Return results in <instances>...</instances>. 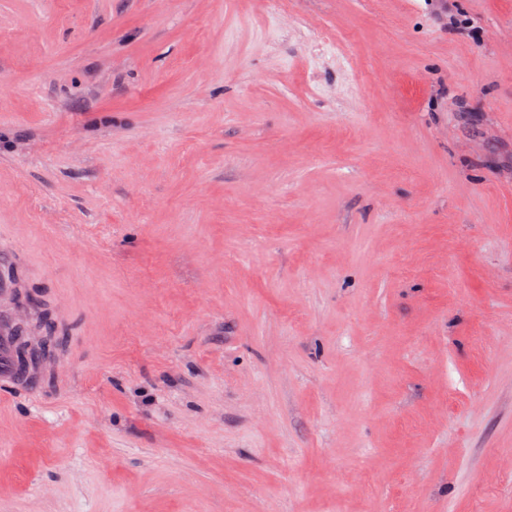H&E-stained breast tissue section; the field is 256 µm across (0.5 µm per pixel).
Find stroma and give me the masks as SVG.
<instances>
[{"mask_svg": "<svg viewBox=\"0 0 512 512\" xmlns=\"http://www.w3.org/2000/svg\"><path fill=\"white\" fill-rule=\"evenodd\" d=\"M0 0V255L60 339L0 512H512V0Z\"/></svg>", "mask_w": 512, "mask_h": 512, "instance_id": "stroma-1", "label": "stroma"}]
</instances>
